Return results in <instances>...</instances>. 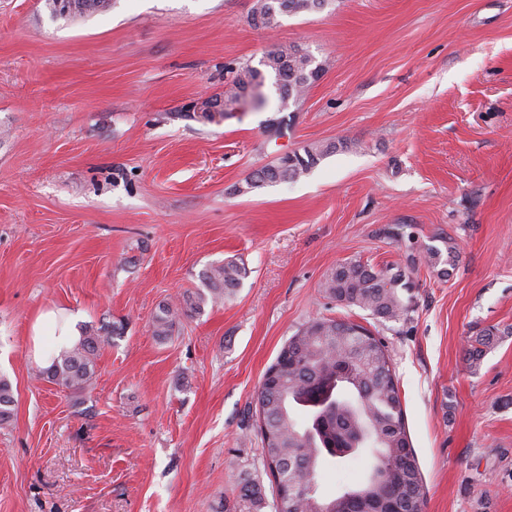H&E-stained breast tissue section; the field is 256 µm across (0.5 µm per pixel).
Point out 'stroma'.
<instances>
[{"label": "stroma", "instance_id": "35a3bbf8", "mask_svg": "<svg viewBox=\"0 0 512 512\" xmlns=\"http://www.w3.org/2000/svg\"><path fill=\"white\" fill-rule=\"evenodd\" d=\"M254 3L108 0L68 20L0 0V512H236L247 476L274 497L257 392L315 317L384 341L423 512H512V0H331L272 30ZM274 44L324 72L298 106L225 111L227 65ZM341 140L307 174L246 185ZM452 242L444 274L425 249ZM229 259L248 270L237 292L154 336L159 306ZM349 261L410 266L409 321L325 297ZM51 309L122 327L82 395L36 376ZM369 467L322 457L317 491ZM493 330L497 329L493 327L492 329L489 328L484 330L483 333L479 334V336H477L466 349L465 357L470 367H476L480 364L485 355L486 349L489 348L493 342V336H497Z\"/></svg>", "mask_w": 512, "mask_h": 512}]
</instances>
